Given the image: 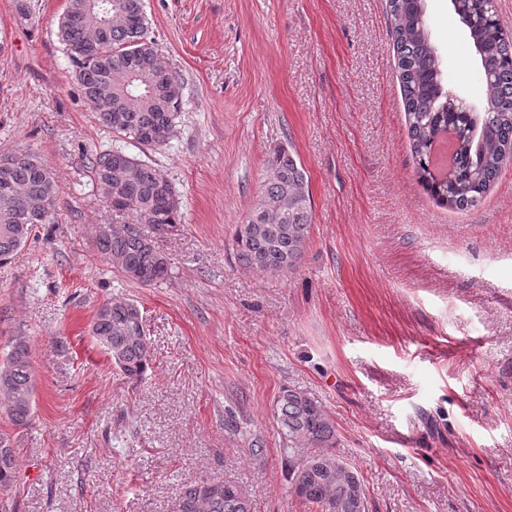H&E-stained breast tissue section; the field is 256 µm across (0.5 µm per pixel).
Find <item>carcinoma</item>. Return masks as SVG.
Masks as SVG:
<instances>
[{
	"mask_svg": "<svg viewBox=\"0 0 512 512\" xmlns=\"http://www.w3.org/2000/svg\"><path fill=\"white\" fill-rule=\"evenodd\" d=\"M68 0L59 21L64 53L75 67L85 101L112 137L142 151L167 143L184 109L182 86L149 36L144 0ZM391 38L407 116L408 139L421 183L439 203L458 211L477 206L512 157V31L478 0H454L455 13L469 30L481 67L496 81L485 84L484 111L470 114L448 101L439 55L430 41L424 0H387ZM458 136L451 171L433 168L434 146L443 134ZM96 186L112 210L133 223L99 234L96 246L128 279L145 286L169 277L167 258L140 225L159 234L183 223L175 188L150 163L114 148L90 158ZM268 175L245 221L237 225L233 250L251 271L291 276L297 272L312 222L309 181L296 154L279 148L267 160ZM0 263H8L42 224L45 206L57 208L61 190L37 153L20 148L0 154ZM112 365L128 379L141 380L152 364L143 316L131 300L98 308L91 325ZM34 409L33 371L26 341L12 345L0 367V410L24 426ZM292 493L310 512H366L358 470L341 459L336 424L308 392L284 388L274 412ZM17 458L10 438L0 434V495L12 490ZM175 512H251L243 487L227 479H201L181 486Z\"/></svg>",
	"mask_w": 512,
	"mask_h": 512,
	"instance_id": "obj_1",
	"label": "carcinoma"
}]
</instances>
